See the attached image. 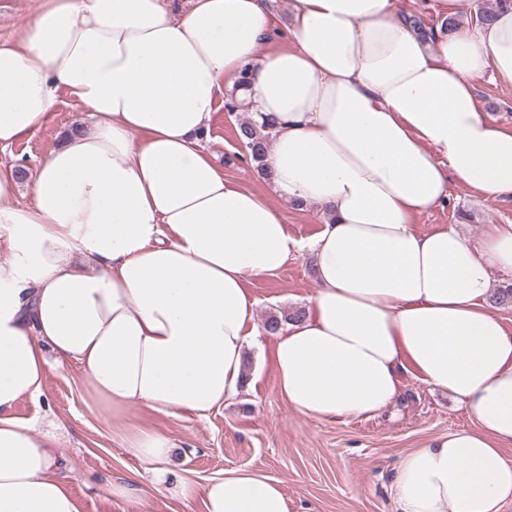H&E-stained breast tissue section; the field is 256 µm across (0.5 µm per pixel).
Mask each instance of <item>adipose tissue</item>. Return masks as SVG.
<instances>
[{"label": "adipose tissue", "instance_id": "adipose-tissue-1", "mask_svg": "<svg viewBox=\"0 0 512 512\" xmlns=\"http://www.w3.org/2000/svg\"><path fill=\"white\" fill-rule=\"evenodd\" d=\"M493 70L512 85V10L427 36L394 0H41L0 40V150L40 128L66 92L89 115L33 173L20 206L0 162V512H82L58 478L53 437L12 414L45 393L47 352L75 361L122 423L134 407L206 415L246 381L259 331L250 279L300 250L271 198L318 206L316 288L271 334L276 387L316 419L377 414L400 372L446 391L469 428L407 453L399 512H502L512 502V332L491 274L512 275V224L480 243L414 230L458 182L512 196V132L478 106ZM247 86H240V78ZM240 90L273 123L268 193L205 151L213 112ZM176 501L203 512H289L279 481L247 469L205 485L169 468L173 441L120 430Z\"/></svg>", "mask_w": 512, "mask_h": 512}]
</instances>
